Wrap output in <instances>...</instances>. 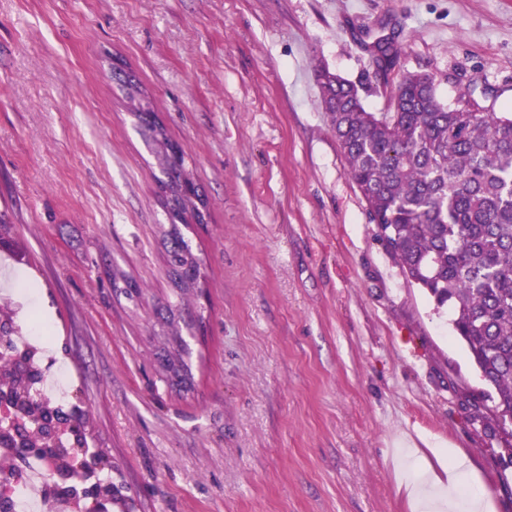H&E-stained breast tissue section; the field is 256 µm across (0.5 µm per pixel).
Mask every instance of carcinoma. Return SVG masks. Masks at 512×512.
Wrapping results in <instances>:
<instances>
[{"instance_id": "obj_1", "label": "carcinoma", "mask_w": 512, "mask_h": 512, "mask_svg": "<svg viewBox=\"0 0 512 512\" xmlns=\"http://www.w3.org/2000/svg\"><path fill=\"white\" fill-rule=\"evenodd\" d=\"M375 48L374 76L385 80L397 50L379 42ZM318 80L324 111L371 223L435 310L452 308V332L487 386L469 403L472 419L496 441L504 467H511L512 112H492L470 93L445 103L434 78L422 72L408 73L390 88L389 112L368 111L355 84L326 70ZM120 90L156 159L157 182L174 188L175 204L165 212L173 243L169 265L180 297L162 332L176 344L166 362L177 374L185 368L184 295L201 279L200 262L181 233L202 223L192 201L195 181L184 150L157 121L142 85L122 83ZM0 391L27 393L6 354H0ZM485 401L493 402L489 417L481 412ZM45 412L40 403L21 410L32 444L43 441L36 419Z\"/></svg>"}]
</instances>
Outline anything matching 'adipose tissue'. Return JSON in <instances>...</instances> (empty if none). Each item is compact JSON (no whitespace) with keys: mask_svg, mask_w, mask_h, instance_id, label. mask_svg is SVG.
I'll use <instances>...</instances> for the list:
<instances>
[{"mask_svg":"<svg viewBox=\"0 0 512 512\" xmlns=\"http://www.w3.org/2000/svg\"><path fill=\"white\" fill-rule=\"evenodd\" d=\"M434 453L442 462L441 473H429L427 482L408 484V496L416 512H454L458 477L469 471L471 464L443 447L435 448Z\"/></svg>","mask_w":512,"mask_h":512,"instance_id":"obj_1","label":"adipose tissue"}]
</instances>
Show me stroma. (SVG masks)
I'll return each mask as SVG.
<instances>
[{"instance_id": "obj_1", "label": "stroma", "mask_w": 512, "mask_h": 512, "mask_svg": "<svg viewBox=\"0 0 512 512\" xmlns=\"http://www.w3.org/2000/svg\"><path fill=\"white\" fill-rule=\"evenodd\" d=\"M389 80L436 79L512 110V0H0V298L31 321L135 512H414L404 482L465 455L512 512V468L471 418L484 383L448 313L372 224L323 109L324 68L387 112ZM135 71L207 204L183 330L158 169L112 71ZM136 286L116 294L112 275ZM374 47L379 53L377 65L374 69V76L377 79H383L384 83L387 84V74L395 64L397 50L392 46L381 44V41L375 43Z\"/></svg>"}]
</instances>
